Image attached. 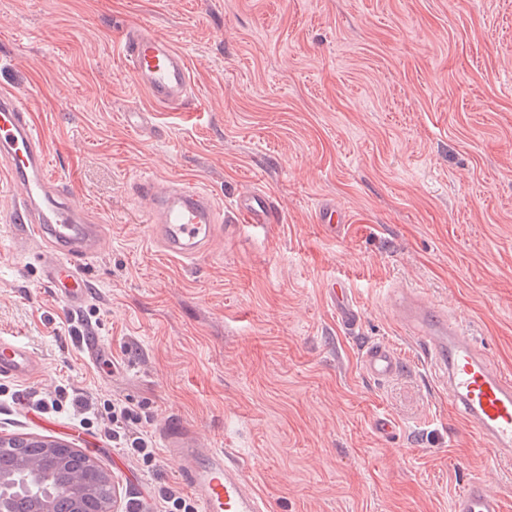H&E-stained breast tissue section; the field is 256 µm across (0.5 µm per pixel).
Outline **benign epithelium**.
Returning a JSON list of instances; mask_svg holds the SVG:
<instances>
[{
    "label": "benign epithelium",
    "instance_id": "benign-epithelium-1",
    "mask_svg": "<svg viewBox=\"0 0 512 512\" xmlns=\"http://www.w3.org/2000/svg\"><path fill=\"white\" fill-rule=\"evenodd\" d=\"M42 457L22 458L9 470L0 469V512H15V503L26 498L31 512H57L55 498L60 490L70 499L71 512H119L120 488L112 474L90 461L81 469L67 466L68 457L77 450L67 443L37 438ZM54 467L45 466V460ZM64 473L66 483L56 482Z\"/></svg>",
    "mask_w": 512,
    "mask_h": 512
}]
</instances>
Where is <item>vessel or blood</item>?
I'll return each mask as SVG.
<instances>
[{
  "instance_id": "1",
  "label": "vessel or blood",
  "mask_w": 512,
  "mask_h": 512,
  "mask_svg": "<svg viewBox=\"0 0 512 512\" xmlns=\"http://www.w3.org/2000/svg\"><path fill=\"white\" fill-rule=\"evenodd\" d=\"M121 53L134 82L164 107L187 109L191 99L189 68L181 51L165 36L145 28L127 31ZM0 163L21 190L9 221L23 225L30 238L47 246L43 276L69 309L83 305L84 271L96 255L102 237L84 210L60 199L47 168L46 147L33 116L18 94L0 93ZM152 203V222L159 226L171 257H197L211 240L217 207L191 185L147 177L139 182ZM317 221L333 237L349 222L333 201L321 202ZM226 224L270 234L280 222L271 196L261 190L239 195ZM324 297L339 324L354 331L361 312L342 282L326 284ZM402 326L418 336L435 368L436 379L468 429L491 448L498 460L512 463V377L506 376L482 351L463 324L414 295L395 303ZM360 367L368 377L383 381L399 374V353L383 342L364 346ZM43 364L33 348L17 336H0V377L24 382L41 374ZM165 447L179 463L182 480L198 497L199 512H268L261 496L250 490L242 463L232 448L201 450L193 434L177 424L167 425ZM451 512H504L500 496L480 479L471 480L455 496Z\"/></svg>"
}]
</instances>
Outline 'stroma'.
Masks as SVG:
<instances>
[{
	"instance_id": "35a3bbf8",
	"label": "stroma",
	"mask_w": 512,
	"mask_h": 512,
	"mask_svg": "<svg viewBox=\"0 0 512 512\" xmlns=\"http://www.w3.org/2000/svg\"><path fill=\"white\" fill-rule=\"evenodd\" d=\"M151 24L184 54L193 111L151 101L120 40ZM21 95L66 201L102 224L73 311L42 274V245L8 223L0 168V336L44 363L0 378V435L58 439L116 476L121 504L186 492L176 463L117 464L108 420L40 410L64 390L119 399L154 440L180 422L233 448L269 512H449L472 476L512 507V467L478 444L422 347L389 309L406 290L466 324L512 375V0H0V91ZM148 113L129 128L131 108ZM185 181L231 212L267 192V236L217 232L192 262L165 255L138 195ZM350 221L328 237L323 199ZM362 311L345 334L323 288ZM93 333L110 364L87 359ZM404 361L375 382L369 342ZM386 416L393 436L376 433Z\"/></svg>"
}]
</instances>
